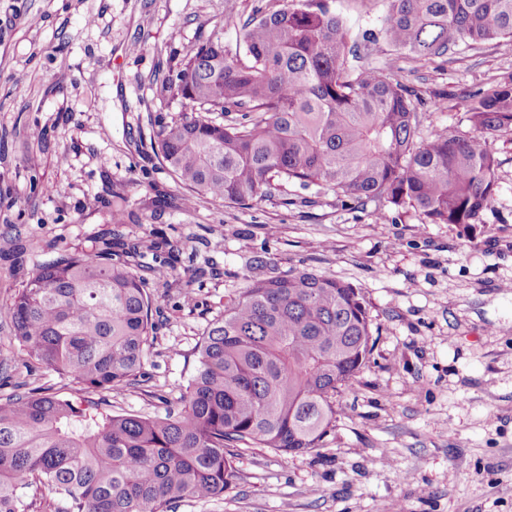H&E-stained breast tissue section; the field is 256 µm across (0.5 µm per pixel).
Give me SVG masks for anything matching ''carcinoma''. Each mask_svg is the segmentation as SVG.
I'll return each mask as SVG.
<instances>
[{
	"instance_id": "carcinoma-1",
	"label": "carcinoma",
	"mask_w": 512,
	"mask_h": 512,
	"mask_svg": "<svg viewBox=\"0 0 512 512\" xmlns=\"http://www.w3.org/2000/svg\"><path fill=\"white\" fill-rule=\"evenodd\" d=\"M382 26L353 35L326 0H298L237 25L236 49L211 39L163 89L181 110L159 132L161 157L198 196L245 208L284 183L318 185L356 203L410 206L428 224L470 233L497 185L490 140L512 130V80L465 96L466 129L421 137L419 100L361 44L416 60L460 42L512 49V0H386ZM241 113L227 122L215 114ZM39 267L9 308L27 361L83 391L135 384L155 325L144 280L89 248ZM265 270L224 305L198 344L181 406L114 415L88 400L29 391L0 400V512H28V490L56 512H169L211 500L237 479L253 445L320 447L336 396L366 366L374 340L350 284L303 270Z\"/></svg>"
}]
</instances>
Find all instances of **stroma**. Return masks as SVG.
<instances>
[{"mask_svg": "<svg viewBox=\"0 0 512 512\" xmlns=\"http://www.w3.org/2000/svg\"><path fill=\"white\" fill-rule=\"evenodd\" d=\"M290 2L0 0V398L75 391L13 337L10 304L43 264L108 242L143 277L156 327L137 382L88 398L156 416L179 407L204 331L266 253L360 290L372 354L316 451L246 449L223 497L172 512H512V130L490 144L498 184L468 236L318 185L187 207L155 151L180 109L160 96L169 73L213 37L235 47L234 20ZM328 3L357 32L385 14L384 0ZM362 52L417 90L426 136L461 120L457 91L512 79V53L488 43L421 61Z\"/></svg>", "mask_w": 512, "mask_h": 512, "instance_id": "35a3bbf8", "label": "stroma"}]
</instances>
